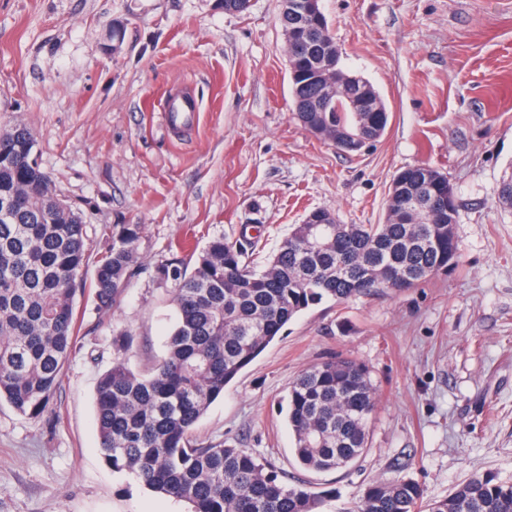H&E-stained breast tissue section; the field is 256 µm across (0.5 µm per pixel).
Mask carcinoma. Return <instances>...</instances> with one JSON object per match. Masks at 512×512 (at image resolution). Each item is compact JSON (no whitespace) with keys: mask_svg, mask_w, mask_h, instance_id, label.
Listing matches in <instances>:
<instances>
[{"mask_svg":"<svg viewBox=\"0 0 512 512\" xmlns=\"http://www.w3.org/2000/svg\"><path fill=\"white\" fill-rule=\"evenodd\" d=\"M306 0H280L284 34H303L300 66L337 51L325 16L310 17ZM293 102L310 103L315 85L294 77ZM308 112L328 129L376 133L386 112ZM35 140L20 124L0 126V401L39 417L52 410L75 337L74 296L87 266L86 220L57 192L33 156ZM455 194L429 165L401 169L392 179L381 224H295L262 269L249 259L258 241L218 236L195 257L192 271L175 257L160 274L175 282L176 321L165 356L149 371L131 369L124 353L133 337H112V366L96 386L99 450L117 473L179 501L192 512H321L325 497L290 486L267 459L248 448L198 444L191 432L224 387L259 356L297 315L325 299L344 302L374 289L412 288L459 258L456 198L449 210L418 203ZM142 225L102 229L90 295L97 313L112 309L138 264ZM376 407L369 370L330 357L303 370L288 394V423L299 463L317 471L343 469L366 447ZM357 512H512V483L475 475L422 510L411 479L366 485Z\"/></svg>","mask_w":512,"mask_h":512,"instance_id":"obj_1","label":"carcinoma"}]
</instances>
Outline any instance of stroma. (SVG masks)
I'll use <instances>...</instances> for the list:
<instances>
[{
	"mask_svg": "<svg viewBox=\"0 0 512 512\" xmlns=\"http://www.w3.org/2000/svg\"><path fill=\"white\" fill-rule=\"evenodd\" d=\"M341 67L383 99L385 134L346 153L291 117L280 0L228 14L222 0H0V123H22L58 192L83 211L89 261L100 230L139 224V263L112 311L89 294L54 395L38 418L0 404V512H189L113 472L99 452L95 388L112 334L131 330L132 369L159 359L175 322L157 268L176 241L202 249L263 225L264 266L315 209L379 224L394 175L439 168L458 205L460 260L417 287L323 301L211 404L197 442L248 448L354 512L366 483L411 479L424 501L474 474L512 482V0H321ZM192 83L198 126L172 137L163 97ZM364 363L378 397L367 447L316 472L294 453L291 382L332 356Z\"/></svg>",
	"mask_w": 512,
	"mask_h": 512,
	"instance_id": "obj_1",
	"label": "stroma"
}]
</instances>
